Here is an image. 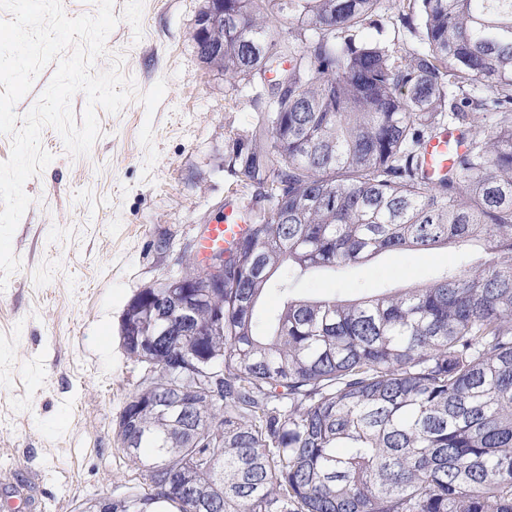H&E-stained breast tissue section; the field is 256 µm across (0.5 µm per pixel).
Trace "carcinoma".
Segmentation results:
<instances>
[{
  "label": "carcinoma",
  "instance_id": "obj_1",
  "mask_svg": "<svg viewBox=\"0 0 512 512\" xmlns=\"http://www.w3.org/2000/svg\"><path fill=\"white\" fill-rule=\"evenodd\" d=\"M387 2L224 0L196 42L203 63L224 55L231 91L254 90L263 116L231 163L272 177L275 204L190 334L161 335L162 280L127 304L145 325L125 351L154 371L117 428L149 489L79 512H512V0H398L422 27L400 54L359 38ZM272 17L288 23L277 44ZM271 70L268 99L255 79ZM449 129L466 149L430 182L424 144ZM460 242L493 259L399 296L293 292L313 269ZM277 273L283 305L263 322ZM188 351L216 378L181 407Z\"/></svg>",
  "mask_w": 512,
  "mask_h": 512
}]
</instances>
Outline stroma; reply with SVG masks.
<instances>
[{
  "label": "stroma",
  "instance_id": "1",
  "mask_svg": "<svg viewBox=\"0 0 512 512\" xmlns=\"http://www.w3.org/2000/svg\"><path fill=\"white\" fill-rule=\"evenodd\" d=\"M205 0H115L119 22L95 70L121 71L146 92L166 81L147 113L139 95L100 112L89 153L70 155L45 128L52 162L25 184L32 203L12 238L22 261L0 291V512L18 483L33 512H76L87 499L144 491L116 422L145 374L122 345L121 320L141 288L187 272L204 225L225 200L251 205L255 189L229 165L258 114L195 53ZM152 123L158 157L139 141ZM474 245L387 252L336 273L299 280V293L354 299L393 293L467 269Z\"/></svg>",
  "mask_w": 512,
  "mask_h": 512
}]
</instances>
